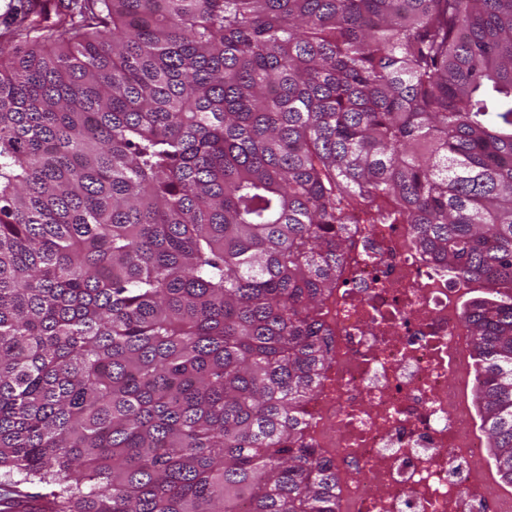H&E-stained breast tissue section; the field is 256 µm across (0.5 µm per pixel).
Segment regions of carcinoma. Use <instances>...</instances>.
I'll return each mask as SVG.
<instances>
[{
  "label": "carcinoma",
  "instance_id": "obj_1",
  "mask_svg": "<svg viewBox=\"0 0 512 512\" xmlns=\"http://www.w3.org/2000/svg\"><path fill=\"white\" fill-rule=\"evenodd\" d=\"M0 41V485L334 512L303 439L349 225L474 283L512 485V0H19Z\"/></svg>",
  "mask_w": 512,
  "mask_h": 512
}]
</instances>
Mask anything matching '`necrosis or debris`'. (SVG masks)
Instances as JSON below:
<instances>
[{
    "label": "necrosis or debris",
    "mask_w": 512,
    "mask_h": 512,
    "mask_svg": "<svg viewBox=\"0 0 512 512\" xmlns=\"http://www.w3.org/2000/svg\"><path fill=\"white\" fill-rule=\"evenodd\" d=\"M464 282L407 224H356L322 302L329 349L305 440L334 475V512H512L491 480L472 390Z\"/></svg>",
    "instance_id": "1"
}]
</instances>
